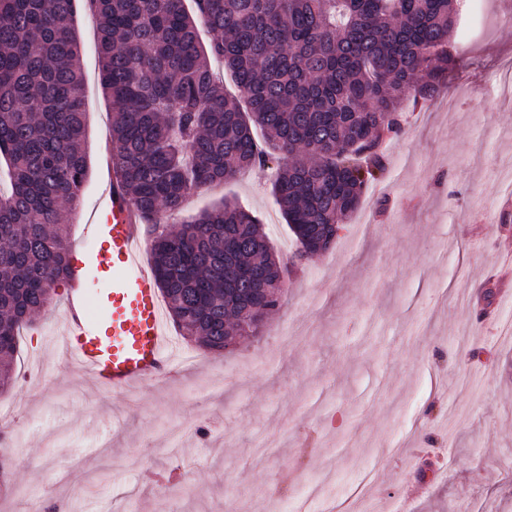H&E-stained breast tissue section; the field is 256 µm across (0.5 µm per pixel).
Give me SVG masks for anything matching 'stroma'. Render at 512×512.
Here are the masks:
<instances>
[{"label": "stroma", "mask_w": 512, "mask_h": 512, "mask_svg": "<svg viewBox=\"0 0 512 512\" xmlns=\"http://www.w3.org/2000/svg\"><path fill=\"white\" fill-rule=\"evenodd\" d=\"M89 171L72 263L109 187L112 111L97 32L76 17ZM437 100L409 108L335 243L297 249L269 171L193 193L182 220L234 197L291 273L261 333L226 355L184 339L172 373L115 393L64 360L68 285L20 338L0 393L13 491L66 512H512V320L487 275L512 253V0H460ZM430 448L442 467L417 466Z\"/></svg>", "instance_id": "35a3bbf8"}]
</instances>
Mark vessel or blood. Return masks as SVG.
<instances>
[{"mask_svg": "<svg viewBox=\"0 0 512 512\" xmlns=\"http://www.w3.org/2000/svg\"><path fill=\"white\" fill-rule=\"evenodd\" d=\"M89 268L108 287L96 299L72 288L63 344L71 365L93 382L123 390L165 377L169 345L162 303L151 268L142 260L139 218L119 185L93 210Z\"/></svg>", "mask_w": 512, "mask_h": 512, "instance_id": "1", "label": "vessel or blood"}]
</instances>
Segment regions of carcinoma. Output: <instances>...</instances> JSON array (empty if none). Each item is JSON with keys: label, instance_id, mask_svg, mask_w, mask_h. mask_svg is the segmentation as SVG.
<instances>
[{"label": "carcinoma", "instance_id": "cac0c4a2", "mask_svg": "<svg viewBox=\"0 0 512 512\" xmlns=\"http://www.w3.org/2000/svg\"><path fill=\"white\" fill-rule=\"evenodd\" d=\"M0 0V389L14 382L20 330L74 278L67 216L88 173L86 91L75 16L97 24L99 84L112 107L110 162L149 228L154 278L183 335L221 354L257 334L236 288L281 302L288 267L259 219L226 198L181 224L189 196L277 161L282 215L333 242L385 169L401 104L439 95L456 65L451 0ZM212 34L204 45L198 24ZM224 62L237 94L211 61ZM10 449L0 446V494Z\"/></svg>", "mask_w": 512, "mask_h": 512}]
</instances>
